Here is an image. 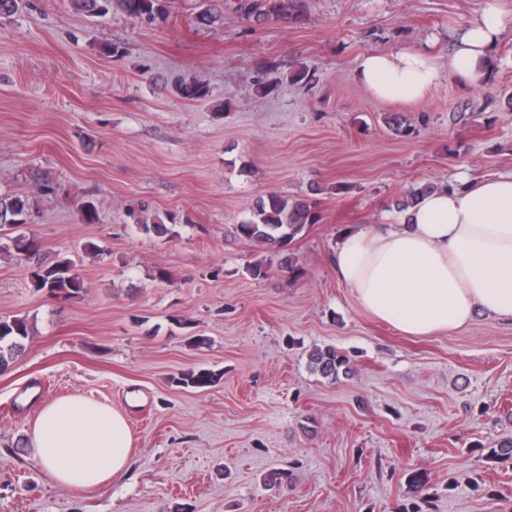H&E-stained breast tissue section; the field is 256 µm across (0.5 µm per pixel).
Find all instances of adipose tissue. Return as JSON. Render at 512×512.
Masks as SVG:
<instances>
[{"instance_id": "1", "label": "adipose tissue", "mask_w": 512, "mask_h": 512, "mask_svg": "<svg viewBox=\"0 0 512 512\" xmlns=\"http://www.w3.org/2000/svg\"><path fill=\"white\" fill-rule=\"evenodd\" d=\"M512 11L485 0L458 30L447 63L423 47L369 51L356 79L377 99L415 102L448 73L464 88L484 80ZM360 307L404 336H430L482 312L512 323V172L449 183L394 223L347 232L331 258ZM35 461L61 486L89 489L128 470L132 439L112 406L75 393L43 404L29 432Z\"/></svg>"}]
</instances>
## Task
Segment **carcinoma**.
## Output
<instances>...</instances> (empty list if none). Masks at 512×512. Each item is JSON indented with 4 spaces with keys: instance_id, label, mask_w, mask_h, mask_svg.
Returning a JSON list of instances; mask_svg holds the SVG:
<instances>
[{
    "instance_id": "1",
    "label": "carcinoma",
    "mask_w": 512,
    "mask_h": 512,
    "mask_svg": "<svg viewBox=\"0 0 512 512\" xmlns=\"http://www.w3.org/2000/svg\"><path fill=\"white\" fill-rule=\"evenodd\" d=\"M74 10L88 17H105L112 11L122 13L128 19L140 23H152L166 19L170 15L171 0H71ZM306 9V0H238L236 11L247 20L261 21L271 16L297 19ZM224 10L216 0H200L197 22L212 26L223 21ZM180 95L188 100L207 97L209 90L203 83L192 82L179 87ZM512 107V96L488 95L479 106L465 104V107L452 112L455 123H465L468 112H484L492 107ZM385 123L394 134L406 137L413 129L405 119L393 113ZM423 185L407 190L395 203L399 209L414 204L420 196L431 190ZM321 188L310 186V192L297 198L270 194L259 199L249 217L235 226L237 236L263 246L283 249L292 243L308 225L321 220L317 208L316 195ZM33 200L27 195L0 196V251L15 254L28 263V279L34 292H42L63 301L76 299L85 292L86 284L77 270V263L70 257L57 256L53 259L43 253L39 238L23 231L31 217ZM148 208L140 210L136 219L138 230L147 235L172 237L171 225L175 218L163 221L146 216ZM34 333V324L26 316H0V373L8 370L23 351V342ZM309 368L323 378L334 379L339 373L349 371L346 356L333 347L316 349L309 354ZM223 373L212 369L189 370L180 374L176 383L193 389H204L217 385Z\"/></svg>"
}]
</instances>
